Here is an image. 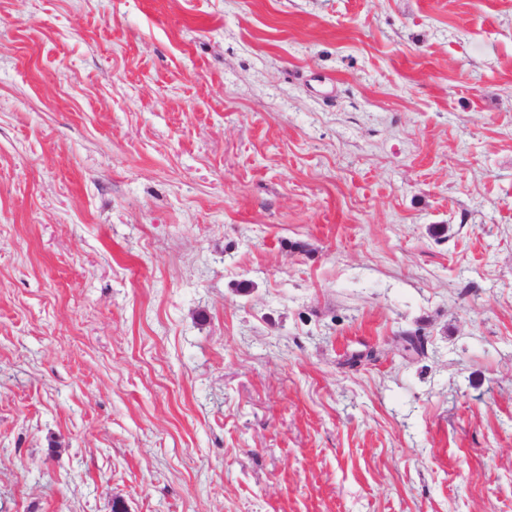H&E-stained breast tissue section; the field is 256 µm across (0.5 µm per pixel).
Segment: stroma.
<instances>
[{"instance_id": "35a3bbf8", "label": "stroma", "mask_w": 512, "mask_h": 512, "mask_svg": "<svg viewBox=\"0 0 512 512\" xmlns=\"http://www.w3.org/2000/svg\"><path fill=\"white\" fill-rule=\"evenodd\" d=\"M512 512V0H0V512Z\"/></svg>"}]
</instances>
